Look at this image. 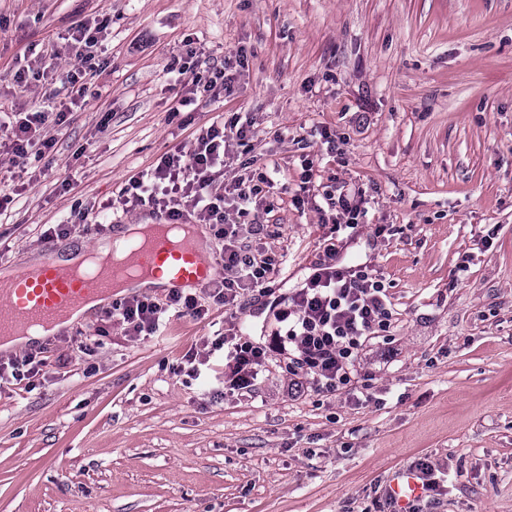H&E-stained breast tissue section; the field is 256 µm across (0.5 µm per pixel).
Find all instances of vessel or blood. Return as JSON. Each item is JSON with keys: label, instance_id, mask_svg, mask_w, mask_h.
Returning a JSON list of instances; mask_svg holds the SVG:
<instances>
[{"label": "vessel or blood", "instance_id": "vessel-or-blood-1", "mask_svg": "<svg viewBox=\"0 0 512 512\" xmlns=\"http://www.w3.org/2000/svg\"><path fill=\"white\" fill-rule=\"evenodd\" d=\"M138 266L152 277H166L168 291L187 287L204 288L214 271L206 264L203 251L191 241L157 234L137 253ZM115 294L111 278L95 280L72 277L59 260L56 249L43 252L35 272H19L7 285H0V302L9 308L0 318V336L13 335L19 327L53 323L92 299L111 303ZM387 493L398 512H407L409 503L423 493L415 471H398Z\"/></svg>", "mask_w": 512, "mask_h": 512}]
</instances>
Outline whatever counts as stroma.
I'll return each mask as SVG.
<instances>
[{"label": "stroma", "mask_w": 512, "mask_h": 512, "mask_svg": "<svg viewBox=\"0 0 512 512\" xmlns=\"http://www.w3.org/2000/svg\"><path fill=\"white\" fill-rule=\"evenodd\" d=\"M88 21L108 63L65 128L48 125L50 169L0 180L24 186L0 217V270L143 222L138 206L93 237L43 236L214 117H246L234 165L281 168L260 241L286 258L276 294L339 243L377 271L392 325L348 389L288 390L273 359L232 392L221 355L184 360L224 311L138 340L97 310L40 343L67 367L0 386V512H390V478L422 461L443 489L415 512H512V0H0V111L61 90L78 64L61 37ZM189 50L197 74L230 65L231 94L176 108L191 91L171 63ZM22 67L44 76L18 85ZM344 187L366 200L351 237L327 220Z\"/></svg>", "instance_id": "stroma-1"}]
</instances>
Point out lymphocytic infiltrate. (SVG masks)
I'll return each instance as SVG.
<instances>
[{"label": "lymphocytic infiltrate", "instance_id": "f902f5d3", "mask_svg": "<svg viewBox=\"0 0 512 512\" xmlns=\"http://www.w3.org/2000/svg\"><path fill=\"white\" fill-rule=\"evenodd\" d=\"M68 42L79 64L67 72L64 86L72 102H85L88 79L102 67L97 51L98 38L90 24L72 27ZM68 107L49 112L38 103L0 118V157L21 165L48 162L56 139L44 129L47 118L56 125L66 122ZM253 136L251 123L213 122L202 130L191 150L177 147L164 153L151 168L129 179L108 203L109 209L148 206L180 221L193 215L210 224L224 241V274L204 289L203 296L174 291L164 301L131 296L113 302L108 320L125 335L138 338L155 335L168 313L204 317L210 308L236 314L245 291L270 294L275 258L246 249L243 238L260 236V224L233 222V214L260 209L266 175L247 173L225 178L224 170L231 145H247ZM274 326L267 340L257 341L238 332L216 334L209 348L190 350L188 364H208L214 352L224 358V383L234 390L255 385L258 370L278 355L286 361L291 375L322 392H336L351 385L355 362L366 344L389 332L392 312L381 278L366 264H345L335 245H327L323 255L310 267L299 288L276 299ZM65 366V359L49 361L39 354L0 358V381L30 384L45 375L50 364Z\"/></svg>", "mask_w": 512, "mask_h": 512}]
</instances>
